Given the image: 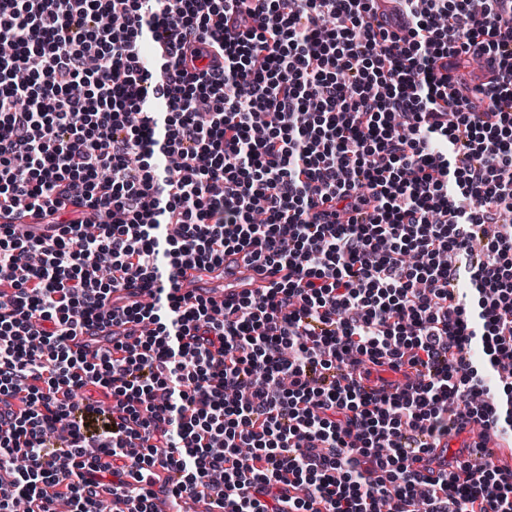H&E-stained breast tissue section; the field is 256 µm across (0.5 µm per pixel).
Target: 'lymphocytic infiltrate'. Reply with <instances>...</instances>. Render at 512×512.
<instances>
[{
    "label": "lymphocytic infiltrate",
    "instance_id": "1",
    "mask_svg": "<svg viewBox=\"0 0 512 512\" xmlns=\"http://www.w3.org/2000/svg\"><path fill=\"white\" fill-rule=\"evenodd\" d=\"M379 9L0 0V512H512L492 458L414 468L512 427V0ZM239 253L287 275L220 312L180 294ZM368 365L415 380L378 397ZM461 430H462L461 438L448 439V440L446 438H443L441 440V442L438 444L437 453H439L442 448H446V446H448V448H450V451H454L459 448H465L464 455H467L471 448H493L494 452H495L493 460L495 462H497V459L502 456V454H501L502 448H508L502 442L498 433H496L492 430L481 432L480 429L475 428L471 424L465 425L464 427H462ZM476 430L480 431L482 433V438H481V440H479L477 442H473V441L469 440L468 434L471 431H476ZM501 433L502 434L506 433L505 435H507L509 439L511 438V447L508 449H509L510 453L512 454V432H511V436H510L509 430L502 431Z\"/></svg>",
    "mask_w": 512,
    "mask_h": 512
}]
</instances>
